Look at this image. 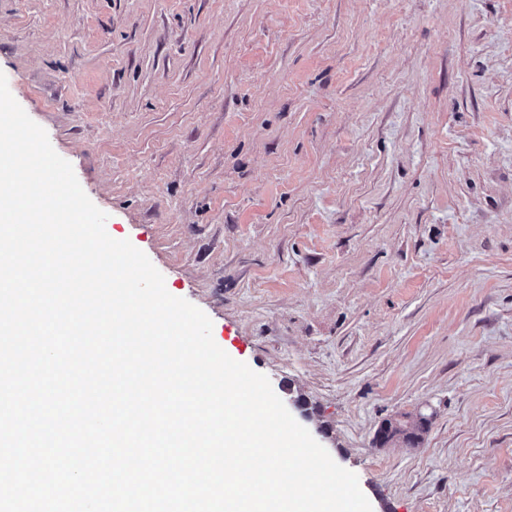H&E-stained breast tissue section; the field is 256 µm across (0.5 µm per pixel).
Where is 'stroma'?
Wrapping results in <instances>:
<instances>
[{
    "label": "stroma",
    "instance_id": "obj_1",
    "mask_svg": "<svg viewBox=\"0 0 512 512\" xmlns=\"http://www.w3.org/2000/svg\"><path fill=\"white\" fill-rule=\"evenodd\" d=\"M0 72L372 512H512V0H0Z\"/></svg>",
    "mask_w": 512,
    "mask_h": 512
}]
</instances>
